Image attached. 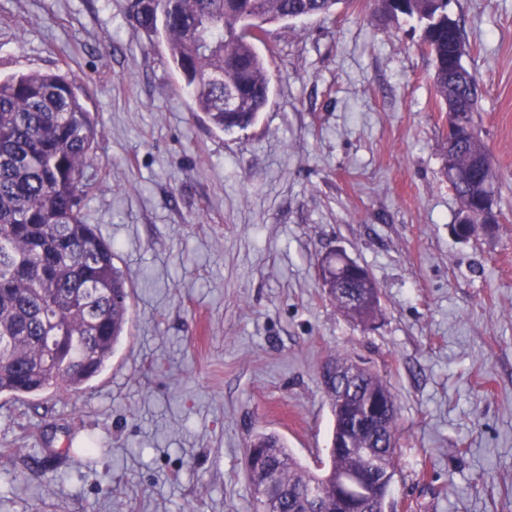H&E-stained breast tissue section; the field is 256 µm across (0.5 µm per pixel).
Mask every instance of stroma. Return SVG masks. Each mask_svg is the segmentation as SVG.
I'll return each instance as SVG.
<instances>
[{"label":"stroma","instance_id":"stroma-1","mask_svg":"<svg viewBox=\"0 0 512 512\" xmlns=\"http://www.w3.org/2000/svg\"><path fill=\"white\" fill-rule=\"evenodd\" d=\"M127 0H0V76L63 71L97 121L84 209L132 283L110 366L78 392L0 395V512H253L245 451L311 471L334 418L327 356L398 406L386 512H512V0H451L481 89L494 234L452 232L448 116L422 29L353 0L269 24L271 95L222 133ZM340 250L377 282L364 326L320 286ZM96 433L92 456L73 438Z\"/></svg>","mask_w":512,"mask_h":512}]
</instances>
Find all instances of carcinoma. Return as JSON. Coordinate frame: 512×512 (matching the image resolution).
<instances>
[{"mask_svg": "<svg viewBox=\"0 0 512 512\" xmlns=\"http://www.w3.org/2000/svg\"><path fill=\"white\" fill-rule=\"evenodd\" d=\"M351 0H128L133 27L149 44L164 42L169 61L196 111L211 127L232 132L252 126L269 102L271 80L259 52L266 25L329 16ZM450 0H374L376 12L415 19L433 59L436 94L449 112H462L476 126L479 79L453 54L467 43L458 20L448 18ZM238 92L240 109L224 110V89ZM83 87L63 72H29L0 78V395H30L49 388L78 392L103 373L128 322L132 285L114 263V246L94 224L85 222L84 200L96 185V120L87 109ZM455 149L457 177L448 184L473 212L463 225L471 236L481 223L480 199L469 181L473 157L486 158L483 179L496 192L492 157L476 133ZM328 273L321 288L336 309L349 315L336 297V284L375 288L368 271L354 275L346 257L326 254ZM59 294L73 305L52 308ZM63 332V354L49 358V337ZM384 435L355 438L354 451L329 449L323 472L305 469L275 433H259L249 447L270 453L273 479L282 497L263 496L265 476L248 474L254 512H335L341 491L360 512L371 503L385 512V491L347 486L375 462L395 475L398 466L392 404Z\"/></svg>", "mask_w": 512, "mask_h": 512, "instance_id": "carcinoma-1", "label": "carcinoma"}]
</instances>
